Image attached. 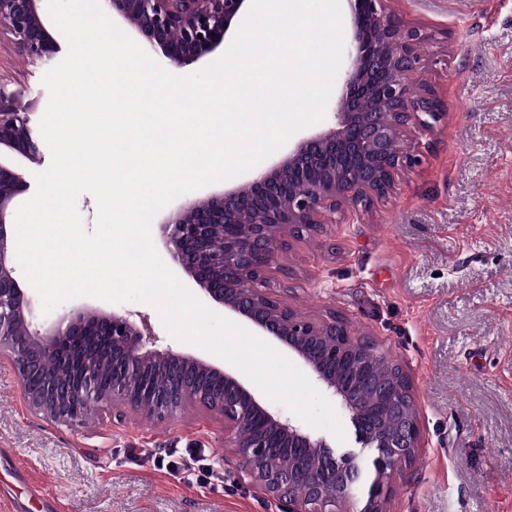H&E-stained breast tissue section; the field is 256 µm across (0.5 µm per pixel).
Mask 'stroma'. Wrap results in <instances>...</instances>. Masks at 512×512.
Masks as SVG:
<instances>
[{"mask_svg": "<svg viewBox=\"0 0 512 512\" xmlns=\"http://www.w3.org/2000/svg\"><path fill=\"white\" fill-rule=\"evenodd\" d=\"M420 35L408 79L443 113L408 127L390 192L302 230L265 281L300 316H337L408 374L421 444L380 498L383 512H512V0H388ZM47 67L0 25V91L38 126ZM34 328L92 306L146 322L158 349L183 350L154 308L78 298ZM202 448L223 481L190 482L172 450ZM224 424L202 408L158 421L131 412L65 425L33 413L0 355V512H287L238 482ZM42 487L33 495L31 485Z\"/></svg>", "mask_w": 512, "mask_h": 512, "instance_id": "1", "label": "stroma"}]
</instances>
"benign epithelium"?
Returning a JSON list of instances; mask_svg holds the SVG:
<instances>
[{
  "label": "benign epithelium",
  "instance_id": "1",
  "mask_svg": "<svg viewBox=\"0 0 512 512\" xmlns=\"http://www.w3.org/2000/svg\"><path fill=\"white\" fill-rule=\"evenodd\" d=\"M42 0H0V24L15 38L27 59H52L59 44L46 24ZM107 15L156 61L181 67L210 64L224 54L228 34L237 30L251 0H100ZM352 36L341 91L335 100L333 127L296 141L288 153L267 168L250 171L231 190L211 191L158 222L161 240L173 263L214 310L238 317L251 330L271 338L299 359L349 417L356 441L373 451L372 471L353 450L336 452L322 437L275 414L235 373L196 354L160 350L145 327L129 316L85 307L44 332L32 328L31 303L10 266L15 241L17 197L27 187L22 170L0 161V348L9 352L21 380L41 374L38 389H24L28 406L63 424L89 415L111 413L121 421L149 404L164 421L183 407L181 388L194 387V403L224 420V447L238 459L242 482L269 497L297 505L330 504L326 485L349 498L368 483L365 512H378L376 501L384 480L409 464L420 445L418 411L406 373L387 386L359 363L369 340L351 333L340 321L319 323L298 316L285 302L260 286L278 263L287 238L300 226L314 231L336 212L342 199L366 206L388 192L407 155L393 154L406 125L430 126L441 107L432 91H416L407 81L414 66L415 31L403 32L386 12V0H347ZM38 162L39 147L26 112L0 95V152ZM252 216L241 233L215 229L237 224L244 206ZM103 345L119 367L112 387L99 381V364L87 357ZM53 354L64 374L45 371L42 355ZM344 362L359 380L339 379L336 362ZM164 370L174 377L165 391L152 375ZM141 384L132 388L127 374ZM371 392L399 416L391 428L386 415L352 392ZM300 463L282 467L280 449ZM315 456L319 470L309 477L302 461Z\"/></svg>",
  "mask_w": 512,
  "mask_h": 512
}]
</instances>
